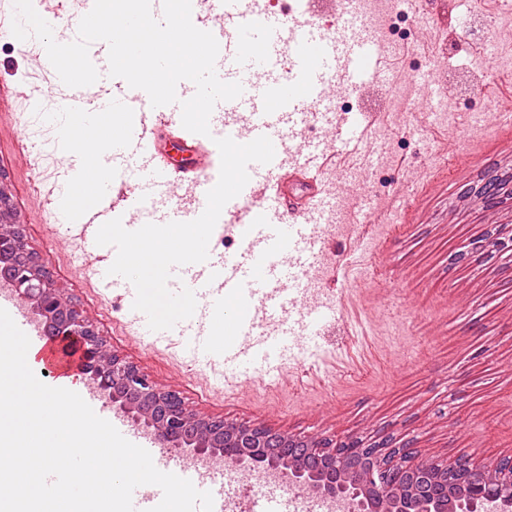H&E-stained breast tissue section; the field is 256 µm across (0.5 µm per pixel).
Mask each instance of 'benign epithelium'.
<instances>
[{
    "instance_id": "obj_1",
    "label": "benign epithelium",
    "mask_w": 512,
    "mask_h": 512,
    "mask_svg": "<svg viewBox=\"0 0 512 512\" xmlns=\"http://www.w3.org/2000/svg\"><path fill=\"white\" fill-rule=\"evenodd\" d=\"M0 287L8 289L49 337L73 339L82 347L80 381L128 421L155 437L173 453L196 462L222 461L247 475L266 473L312 497L335 503L342 512H512V475L473 468L466 488L451 496L426 489L430 461L391 456L387 468L408 472L406 492L387 496L374 483L385 443L369 439L347 444L358 464L336 463L335 443L327 438H294L262 426L201 416L181 393L162 386L131 361L116 354L97 326L57 286L53 274L31 248L25 225L16 221L14 204L0 171ZM281 436L282 442L272 443ZM310 448L325 457L324 470L308 468L290 452Z\"/></svg>"
}]
</instances>
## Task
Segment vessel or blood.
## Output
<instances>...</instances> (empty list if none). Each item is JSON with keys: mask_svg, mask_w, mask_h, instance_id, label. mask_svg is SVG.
<instances>
[{"mask_svg": "<svg viewBox=\"0 0 512 512\" xmlns=\"http://www.w3.org/2000/svg\"><path fill=\"white\" fill-rule=\"evenodd\" d=\"M197 8L195 26L211 32L220 46L215 64L218 77L243 86L237 99L215 106L209 120L211 138L180 128L179 103L194 95L193 83L178 86L177 103L157 108L151 107L146 92L123 81L105 91L94 85L69 89L58 112H110L119 115L121 123L96 158L105 175L96 187L95 206L74 210L78 173L74 164L64 169L52 195L65 223L80 231L99 228L116 217L124 218L129 230L149 222H188L199 215L197 200L205 198L218 181L216 139L228 136L247 143L262 135L269 137L274 158L265 165L249 164L248 183L225 205L213 230L207 261L172 270L170 291L187 287L195 293L197 307L192 317L172 329L150 331L146 315L132 308L133 285L109 274L107 265L96 270L106 288L122 290L140 335L181 346L193 363L218 358L225 373L247 376L263 370L273 356L292 352L326 332L318 319L319 306L293 302L303 282L296 263L287 261L286 256L303 252L308 267L321 264L327 242L319 225L330 197L322 171L336 165V155L325 138L341 128L358 129L362 136L356 149L367 151L366 134L381 111V76L389 60L371 48L355 28L323 25L324 17L338 16L339 0H288L277 14L268 11L265 0H199ZM464 28L461 19L436 22L432 39L421 42L420 47L428 57H438ZM349 87L359 89L361 109L340 121L321 110V103ZM313 120L320 122L323 140L304 139L303 132ZM172 145L181 155L177 168L159 163ZM130 159L138 161L141 172L142 182L135 186L125 181L122 173L123 163ZM145 196L160 197V205L149 215L128 219L136 199ZM233 235L240 246L230 254L224 242ZM0 306L10 311L29 337V352L44 368L59 377L76 371L78 356L65 354L62 345L37 331L31 315L13 297L0 295ZM219 318L224 321L226 337L218 343L212 326ZM82 397L127 440L145 448L157 469L211 492L213 512H224L226 496L237 487L236 477L224 466L202 469L184 463L114 414L94 390H85ZM260 492L267 512H287L280 482L264 481Z\"/></svg>", "mask_w": 512, "mask_h": 512, "instance_id": "b4317fda", "label": "vessel or blood"}]
</instances>
